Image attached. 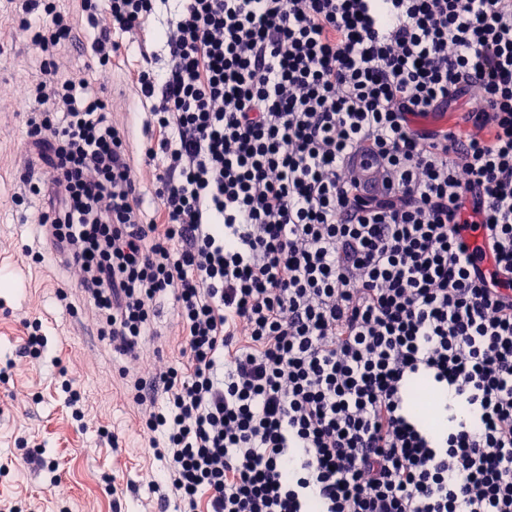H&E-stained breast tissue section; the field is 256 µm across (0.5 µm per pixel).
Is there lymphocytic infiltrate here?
I'll return each mask as SVG.
<instances>
[{
	"label": "lymphocytic infiltrate",
	"mask_w": 512,
	"mask_h": 512,
	"mask_svg": "<svg viewBox=\"0 0 512 512\" xmlns=\"http://www.w3.org/2000/svg\"><path fill=\"white\" fill-rule=\"evenodd\" d=\"M10 2L31 259L82 288L175 512H512V0H178L137 161L59 56L83 21L108 67L158 0ZM166 303L178 361L142 366Z\"/></svg>",
	"instance_id": "f902f5d3"
}]
</instances>
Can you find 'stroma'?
<instances>
[{
	"label": "stroma",
	"mask_w": 512,
	"mask_h": 512,
	"mask_svg": "<svg viewBox=\"0 0 512 512\" xmlns=\"http://www.w3.org/2000/svg\"><path fill=\"white\" fill-rule=\"evenodd\" d=\"M157 20L119 35L122 47L107 73L91 72L112 100L113 118L128 126L140 154L141 104L131 79L144 54H161ZM40 75L33 46L18 35L0 6V499L22 512H163L167 495L160 463L148 450L127 403L121 361L97 334L80 288L54 264L36 265L22 251L34 246V227L20 223L12 203L22 176L47 179L30 166L26 129L17 115L26 84ZM66 300H59V293ZM40 320L47 346L40 360L22 354L26 329ZM71 379L88 421H104L109 437L81 430L60 390ZM54 462L56 472L37 466Z\"/></svg>",
	"instance_id": "35a3bbf8"
}]
</instances>
